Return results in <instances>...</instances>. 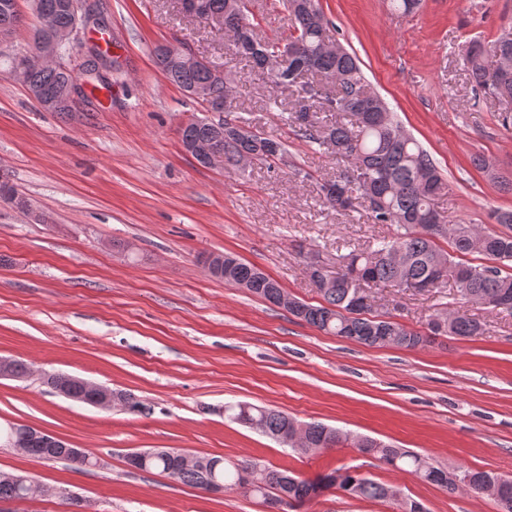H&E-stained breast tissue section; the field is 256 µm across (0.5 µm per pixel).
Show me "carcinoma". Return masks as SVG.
Instances as JSON below:
<instances>
[{
  "instance_id": "obj_1",
  "label": "carcinoma",
  "mask_w": 512,
  "mask_h": 512,
  "mask_svg": "<svg viewBox=\"0 0 512 512\" xmlns=\"http://www.w3.org/2000/svg\"><path fill=\"white\" fill-rule=\"evenodd\" d=\"M203 2L202 19L218 18L227 30H245L242 42L232 48L234 54L246 60L270 84L292 88L297 93L294 119L299 121L300 136L348 164L341 179L321 186L325 203L336 210H345L354 200L362 198L368 202L373 223L394 224L401 229L395 237L378 240L367 249L355 248L345 255L343 269L336 273L333 287L322 288L319 277H312L323 303L312 305L294 297L288 312L328 335L367 346L405 348H416L427 342V338L394 321L378 319L372 311L373 299L367 289L391 286L415 290L424 286L442 288L451 283L464 300L512 312V274L501 269V265L512 263V235L468 224L445 223L434 207L436 197L448 188L441 169L419 142L402 129L388 103L365 80L355 57L340 45L334 52L322 50L323 43L331 39L330 23L318 0H282L291 20L288 42L298 45L286 66L278 63L282 42L256 38L253 23L245 15L244 0ZM39 3L55 17L59 27L71 24L68 0H39ZM21 21L20 12L0 0V33H13ZM475 50V55L464 59L474 89L496 98L512 99V73L503 74L487 67L484 49L477 46ZM158 65L165 78L185 92L194 85H210L211 106L204 107V111L215 112L224 107L230 83L226 78L214 76V71L224 68V63L207 61L187 66L178 59L165 58ZM70 80L71 74L57 67L33 68L28 75L29 91L39 105L52 98L55 103L50 111L69 114L73 112L68 101ZM311 101L318 104L320 111L329 113L332 120L323 121L310 111ZM179 134L183 143L197 140L213 143L224 152L225 165L231 167L238 166L245 154L270 167L288 156L287 144L278 137L264 132L257 136H236L226 125L217 129L215 121L206 116L191 118L179 128ZM440 238L448 241L451 250L446 251L437 244ZM471 253L484 256L492 264L472 265L456 260L458 254ZM234 262L231 272L218 278L232 286L246 282L255 296L279 303L284 289L278 281L239 258ZM428 329L435 336L460 337L479 336L483 331L479 320L459 312L448 315L442 327L430 320ZM46 384L66 389L75 401L82 402L88 397V391L77 377L53 374ZM225 412L236 423L260 427L262 434L277 442L284 441L297 426L288 414L251 403L229 405ZM301 440L298 452L307 453L342 447L348 444L349 435L320 423H306ZM355 447L360 453L374 455L395 468L407 466L428 483L450 491L457 489L448 480V471L431 466L412 451L369 437L358 438ZM29 456L78 468L86 466L83 460L69 458L67 448L56 442L32 443ZM214 460V456L200 454L194 466L181 468L172 455L126 457L127 463L141 471L157 470L165 474L177 470V481L205 492L213 480L226 489H241L243 474L251 472L262 482L254 496L287 508L314 498L322 487L389 501L390 486L350 467L306 481L256 460H243L231 470L221 466L212 471L208 465ZM459 476L468 479L465 489L474 494L487 493L502 480V476L487 471L464 470Z\"/></svg>"
}]
</instances>
